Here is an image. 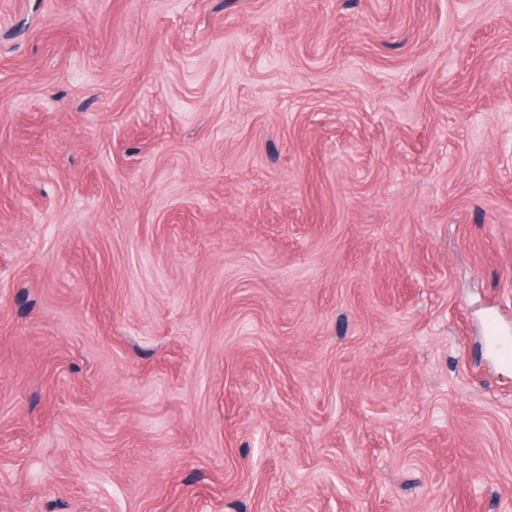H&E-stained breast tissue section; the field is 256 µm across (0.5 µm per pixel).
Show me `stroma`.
I'll return each instance as SVG.
<instances>
[{"mask_svg":"<svg viewBox=\"0 0 512 512\" xmlns=\"http://www.w3.org/2000/svg\"><path fill=\"white\" fill-rule=\"evenodd\" d=\"M512 0H0V512H512Z\"/></svg>","mask_w":512,"mask_h":512,"instance_id":"1","label":"stroma"}]
</instances>
